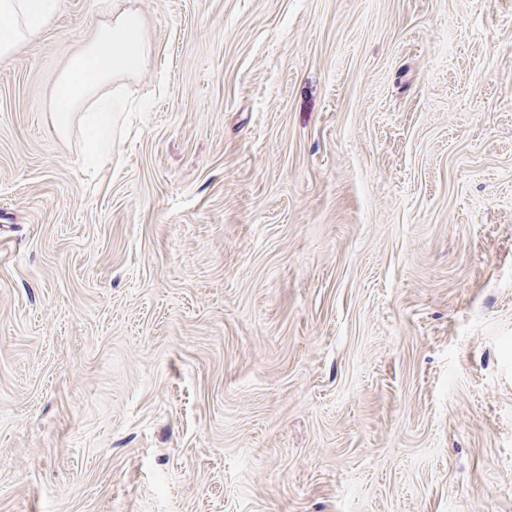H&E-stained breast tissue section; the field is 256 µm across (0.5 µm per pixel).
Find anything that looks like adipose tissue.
I'll use <instances>...</instances> for the list:
<instances>
[{"instance_id":"1","label":"adipose tissue","mask_w":512,"mask_h":512,"mask_svg":"<svg viewBox=\"0 0 512 512\" xmlns=\"http://www.w3.org/2000/svg\"><path fill=\"white\" fill-rule=\"evenodd\" d=\"M58 0H0V58L9 56L54 17ZM148 58L143 23L134 11L114 9L112 19L70 63L58 85L56 121L66 128L71 112L95 98L100 88L121 76L137 74Z\"/></svg>"}]
</instances>
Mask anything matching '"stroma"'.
I'll use <instances>...</instances> for the list:
<instances>
[{
	"instance_id": "35a3bbf8",
	"label": "stroma",
	"mask_w": 512,
	"mask_h": 512,
	"mask_svg": "<svg viewBox=\"0 0 512 512\" xmlns=\"http://www.w3.org/2000/svg\"><path fill=\"white\" fill-rule=\"evenodd\" d=\"M0 59V512H512V0H125L112 154Z\"/></svg>"
}]
</instances>
